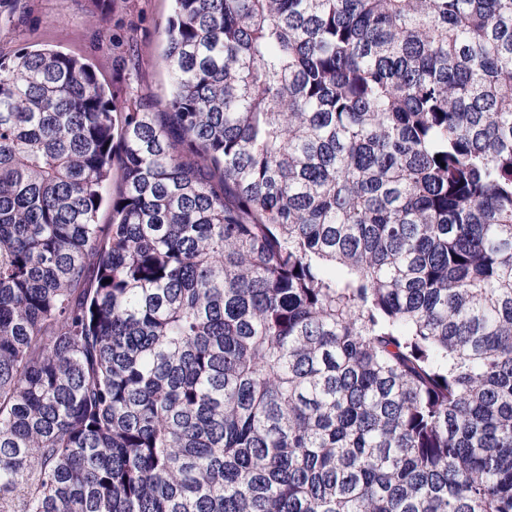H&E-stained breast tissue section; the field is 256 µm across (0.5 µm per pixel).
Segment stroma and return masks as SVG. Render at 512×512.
<instances>
[{
	"label": "stroma",
	"mask_w": 512,
	"mask_h": 512,
	"mask_svg": "<svg viewBox=\"0 0 512 512\" xmlns=\"http://www.w3.org/2000/svg\"><path fill=\"white\" fill-rule=\"evenodd\" d=\"M172 0H8L0 54L53 48L76 56L115 98L142 95L164 111L170 77L158 58Z\"/></svg>",
	"instance_id": "obj_1"
}]
</instances>
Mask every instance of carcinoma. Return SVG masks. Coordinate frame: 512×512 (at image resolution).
Segmentation results:
<instances>
[{
  "label": "carcinoma",
  "mask_w": 512,
  "mask_h": 512,
  "mask_svg": "<svg viewBox=\"0 0 512 512\" xmlns=\"http://www.w3.org/2000/svg\"><path fill=\"white\" fill-rule=\"evenodd\" d=\"M174 2L0 59V512H512V0ZM171 0H11L0 14V52L53 48L76 56L115 98L142 95L165 110L170 77L158 63Z\"/></svg>",
  "instance_id": "carcinoma-1"
}]
</instances>
